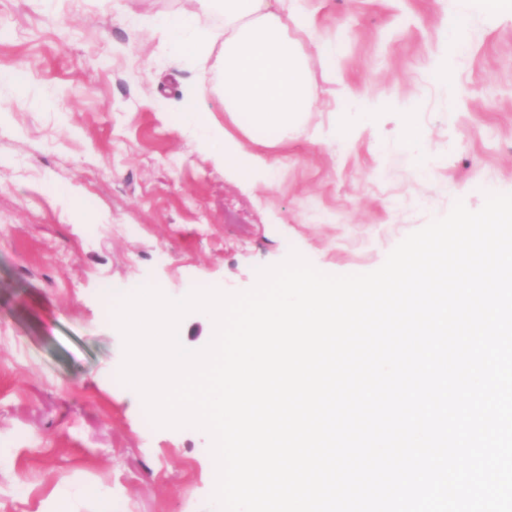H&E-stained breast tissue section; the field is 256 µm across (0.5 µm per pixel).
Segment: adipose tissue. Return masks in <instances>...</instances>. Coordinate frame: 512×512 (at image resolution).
<instances>
[{
  "mask_svg": "<svg viewBox=\"0 0 512 512\" xmlns=\"http://www.w3.org/2000/svg\"><path fill=\"white\" fill-rule=\"evenodd\" d=\"M202 10L224 17V45L217 55L219 94L235 132L220 130L211 143L217 160L246 155L259 173L269 170L262 155L244 154L236 132L266 146L284 144L312 107L308 65L289 24L301 12L300 0H196ZM192 13L160 23L163 42L176 59L207 51L191 32Z\"/></svg>",
  "mask_w": 512,
  "mask_h": 512,
  "instance_id": "1",
  "label": "adipose tissue"
}]
</instances>
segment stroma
Segmentation results:
<instances>
[{"label": "stroma", "instance_id": "stroma-1", "mask_svg": "<svg viewBox=\"0 0 512 512\" xmlns=\"http://www.w3.org/2000/svg\"><path fill=\"white\" fill-rule=\"evenodd\" d=\"M303 6L335 59L303 43L311 112L285 145L245 141L269 181L205 146L230 124L217 95L184 116L212 61L173 66L154 21L186 0H0V512L216 508L200 430L144 429L118 379L109 286L239 292L293 250L365 273L456 200L512 193V7L473 0L456 55V0ZM447 64L462 97L430 73ZM409 118L433 158L421 178L396 144Z\"/></svg>", "mask_w": 512, "mask_h": 512}]
</instances>
